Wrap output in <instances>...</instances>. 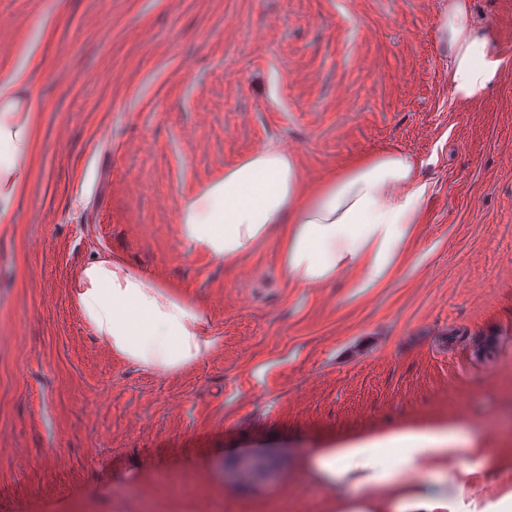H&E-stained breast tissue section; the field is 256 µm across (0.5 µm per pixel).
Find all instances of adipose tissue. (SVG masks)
I'll return each mask as SVG.
<instances>
[{"label": "adipose tissue", "mask_w": 512, "mask_h": 512, "mask_svg": "<svg viewBox=\"0 0 512 512\" xmlns=\"http://www.w3.org/2000/svg\"><path fill=\"white\" fill-rule=\"evenodd\" d=\"M447 50L454 99H482L503 61L492 49L489 25L470 0H448L438 27ZM34 95L14 78L0 79V224L12 223L6 202L25 186L36 143ZM426 186L412 159L386 151L305 187L296 157L281 146L255 149L225 168L179 208V232L193 248L226 266L259 243L276 238L291 283L306 288L355 273V287L384 281L404 258L421 217ZM87 328L114 354L159 376L197 364L220 339L206 333L196 302L174 294L121 259L97 253L71 283ZM496 455L477 447L452 422L402 426L318 449L304 467L333 496L336 512H512V487L497 497L479 494Z\"/></svg>", "instance_id": "adipose-tissue-1"}]
</instances>
